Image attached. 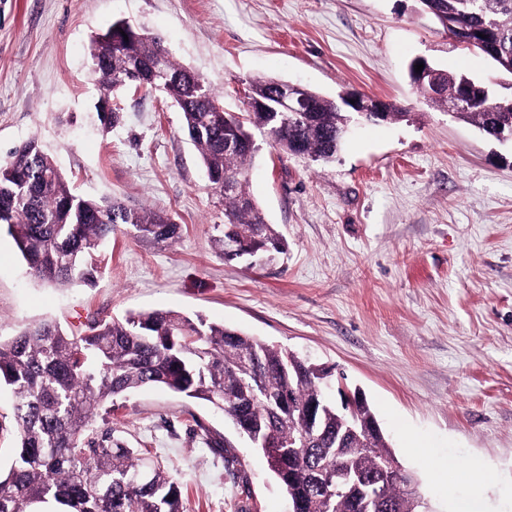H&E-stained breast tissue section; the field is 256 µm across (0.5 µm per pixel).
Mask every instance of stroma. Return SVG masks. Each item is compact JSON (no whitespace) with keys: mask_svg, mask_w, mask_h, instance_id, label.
Listing matches in <instances>:
<instances>
[{"mask_svg":"<svg viewBox=\"0 0 512 512\" xmlns=\"http://www.w3.org/2000/svg\"><path fill=\"white\" fill-rule=\"evenodd\" d=\"M128 21L158 36L227 109L252 77L362 93L400 119L358 124L335 160L262 147L247 190L287 242L263 264L215 246L224 208L179 107L120 95L103 130L91 35ZM502 93L512 75L456 45L416 0H0V162L37 140L77 192L170 212L169 246L118 229L95 285L37 279L0 229V338L46 320L171 310L337 367L370 404L434 512H512V142L427 106L415 57ZM106 426L182 486L184 512H288L265 458L204 401L152 387ZM483 473L473 485L449 461Z\"/></svg>","mask_w":512,"mask_h":512,"instance_id":"obj_1","label":"stroma"}]
</instances>
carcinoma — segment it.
Wrapping results in <instances>:
<instances>
[{
    "label": "carcinoma",
    "instance_id": "obj_1",
    "mask_svg": "<svg viewBox=\"0 0 512 512\" xmlns=\"http://www.w3.org/2000/svg\"><path fill=\"white\" fill-rule=\"evenodd\" d=\"M440 30L454 38L488 32L498 55L512 61V0H431L419 3ZM162 47L141 32L124 37L114 29L90 39L91 76L101 88V124L119 121L112 99L121 91L112 77L126 84L142 83ZM163 56V55H161ZM170 75L162 89L183 114L184 129L196 147L214 194L224 205L227 224L215 239L224 258L226 239L249 248L284 244L246 189L249 167L260 150L254 131L266 132L280 150L306 155L316 162L334 159L352 114L336 100L311 91L315 112L297 124L276 127L274 115L263 110L229 112L201 77L163 56ZM411 83L432 108H442L460 94L472 104L456 118L489 138L512 128V94L499 95L484 81H463L465 74L442 71L441 90ZM281 80L257 77L248 81L252 93L271 100ZM231 180L235 190L220 192ZM12 205L0 215L28 268L51 285L75 280L92 283L94 255L103 240L124 225L140 238L167 243L179 225L152 209H131L78 195L70 181L30 140L0 163V203ZM329 372L275 345L237 329L174 311H145L123 318L95 320L86 334L66 333L53 321L0 339V386L14 397L17 441L6 474H0V512H33L54 501L57 512H184L179 482L160 465L112 439L97 425L100 413L115 410L117 399L144 386H156L200 399L224 412L235 427H248L268 468L301 512H421L420 496L411 492L416 480L373 484L387 462L398 463L380 432L368 442L348 410L327 395ZM302 442L288 447V439ZM342 467L350 481L339 494L328 495L326 472Z\"/></svg>",
    "mask_w": 512,
    "mask_h": 512
}]
</instances>
